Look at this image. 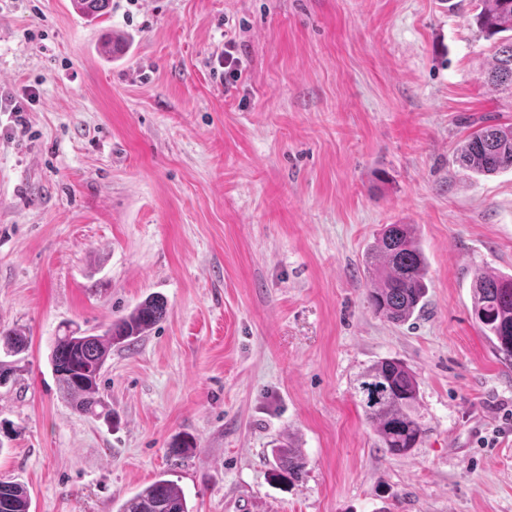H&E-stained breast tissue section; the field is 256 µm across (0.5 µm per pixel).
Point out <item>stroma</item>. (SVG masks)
Returning <instances> with one entry per match:
<instances>
[{"label":"stroma","instance_id":"1","mask_svg":"<svg viewBox=\"0 0 512 512\" xmlns=\"http://www.w3.org/2000/svg\"><path fill=\"white\" fill-rule=\"evenodd\" d=\"M476 0H0V328L28 349L0 386V478L30 512H117L159 476L195 512H512V367L472 317L477 272L512 275V170L459 166L493 40ZM131 43L105 59L109 34ZM234 43L238 78L218 61ZM412 225L424 311L367 301L363 256ZM165 319L116 347L114 423L74 413L50 356L148 295ZM402 360L426 435L380 448L357 376ZM196 448L170 453L174 436ZM307 466L270 481L273 445Z\"/></svg>","mask_w":512,"mask_h":512}]
</instances>
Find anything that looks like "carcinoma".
Wrapping results in <instances>:
<instances>
[{"instance_id":"cac0c4a2","label":"carcinoma","mask_w":512,"mask_h":512,"mask_svg":"<svg viewBox=\"0 0 512 512\" xmlns=\"http://www.w3.org/2000/svg\"><path fill=\"white\" fill-rule=\"evenodd\" d=\"M110 0H73L81 15L97 19L108 13ZM474 16L487 38L512 33V0H479ZM487 83L512 91V36L496 47ZM460 166L490 176L512 168V125L489 124L469 135L461 146ZM369 265L368 302L375 314L392 323L409 320L423 306L428 268L412 225L388 224L366 257ZM472 312L497 358L512 366V277L488 271L476 274ZM167 314V303L149 295L129 314L111 323L100 334L85 335L66 329L53 343L51 362L61 398L87 417L112 418V405L100 390L101 373L114 346H129L146 335ZM28 347L19 329L0 331V350L16 356ZM356 393L366 420L374 427L381 447L394 457H406L419 446L425 429L415 414L420 388L414 372L402 361L383 358L357 379ZM271 479L293 485L304 474L306 460L291 445L273 449ZM27 491L20 483L0 479V512H29ZM117 512H193L183 490L172 480L159 478L125 500Z\"/></svg>"}]
</instances>
